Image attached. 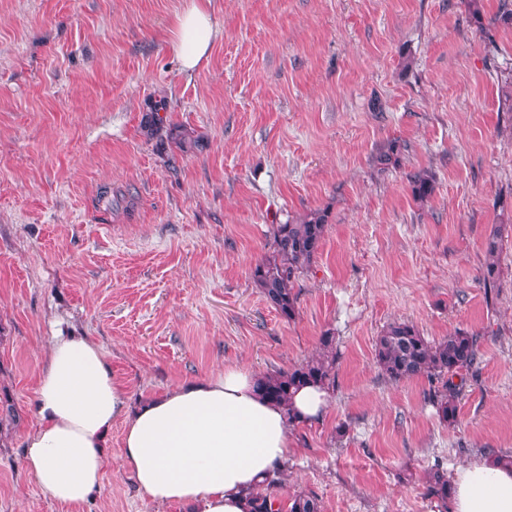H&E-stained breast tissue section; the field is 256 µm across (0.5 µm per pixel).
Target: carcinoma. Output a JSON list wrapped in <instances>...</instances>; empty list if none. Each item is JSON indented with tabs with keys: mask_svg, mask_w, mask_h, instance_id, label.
<instances>
[{
	"mask_svg": "<svg viewBox=\"0 0 512 512\" xmlns=\"http://www.w3.org/2000/svg\"><path fill=\"white\" fill-rule=\"evenodd\" d=\"M166 106L155 105L146 114L145 124L150 134L174 145L181 153L203 147L202 141L185 128L175 125L160 112ZM402 145L397 140L388 143L377 155L383 165L398 163ZM414 200L424 202L435 190L434 179L424 172L409 177ZM327 216L316 213L298 223L278 224L274 230L272 255L252 269V279L262 295L279 316L295 318L298 293L297 279L315 262L322 247ZM512 224L494 225L485 249L483 281L492 287L499 279L500 243ZM317 355L287 370L263 376L265 394L277 402L288 403L294 390L313 383L332 388L336 382V336L325 331L319 340ZM375 360L385 377L394 382L425 377L429 383L427 398L435 408L440 422L454 424L467 374L474 371L479 360V334L456 330L438 341H430L409 322H392L375 340ZM18 423V415L10 404L0 410V440L6 439ZM284 470L279 468L266 484L249 496L248 512H282L278 489L283 483ZM424 495L442 504L448 502L452 486L448 472L437 463L423 479ZM288 512H322L319 499L313 494L296 493L288 502Z\"/></svg>",
	"mask_w": 512,
	"mask_h": 512,
	"instance_id": "cac0c4a2",
	"label": "carcinoma"
}]
</instances>
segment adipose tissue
Returning <instances> with one entry per match:
<instances>
[{
  "mask_svg": "<svg viewBox=\"0 0 512 512\" xmlns=\"http://www.w3.org/2000/svg\"><path fill=\"white\" fill-rule=\"evenodd\" d=\"M217 35L211 0H189L172 43L185 71L208 56ZM332 401L331 390L307 384L282 406L264 394L258 374L228 365L133 408L96 342L58 336L42 360L23 463L54 500L80 505L103 481L120 419L122 463L148 500L181 512H247L249 492L292 453L290 420L319 421ZM452 486L451 512H512V453L459 466Z\"/></svg>",
  "mask_w": 512,
  "mask_h": 512,
  "instance_id": "adipose-tissue-1",
  "label": "adipose tissue"
}]
</instances>
